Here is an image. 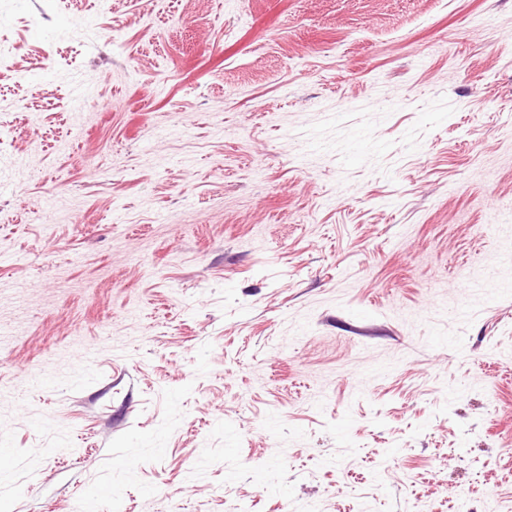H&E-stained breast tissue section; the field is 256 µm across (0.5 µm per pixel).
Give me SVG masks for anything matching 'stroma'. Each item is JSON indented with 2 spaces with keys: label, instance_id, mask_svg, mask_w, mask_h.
Here are the masks:
<instances>
[{
  "label": "stroma",
  "instance_id": "35a3bbf8",
  "mask_svg": "<svg viewBox=\"0 0 512 512\" xmlns=\"http://www.w3.org/2000/svg\"><path fill=\"white\" fill-rule=\"evenodd\" d=\"M0 41L6 512H512V0Z\"/></svg>",
  "mask_w": 512,
  "mask_h": 512
}]
</instances>
